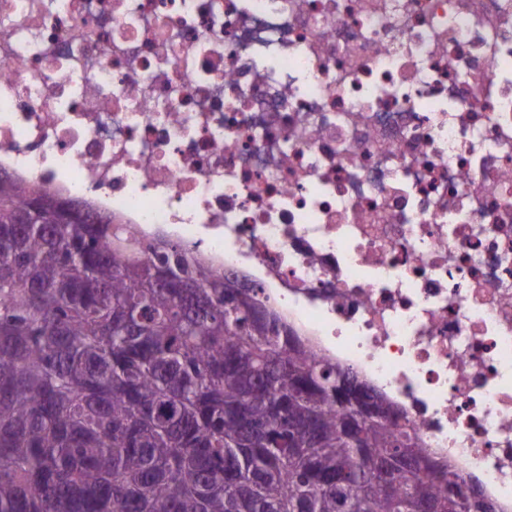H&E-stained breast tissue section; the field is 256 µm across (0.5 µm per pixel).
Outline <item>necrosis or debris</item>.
I'll return each instance as SVG.
<instances>
[{
	"label": "necrosis or debris",
	"instance_id": "1",
	"mask_svg": "<svg viewBox=\"0 0 512 512\" xmlns=\"http://www.w3.org/2000/svg\"><path fill=\"white\" fill-rule=\"evenodd\" d=\"M186 247L512 512V0H0V176Z\"/></svg>",
	"mask_w": 512,
	"mask_h": 512
}]
</instances>
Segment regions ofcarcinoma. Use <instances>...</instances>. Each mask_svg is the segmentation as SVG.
<instances>
[{
    "mask_svg": "<svg viewBox=\"0 0 512 512\" xmlns=\"http://www.w3.org/2000/svg\"><path fill=\"white\" fill-rule=\"evenodd\" d=\"M47 197L0 178V512H494L255 289L88 214L15 223Z\"/></svg>",
    "mask_w": 512,
    "mask_h": 512,
    "instance_id": "cac0c4a2",
    "label": "carcinoma"
}]
</instances>
